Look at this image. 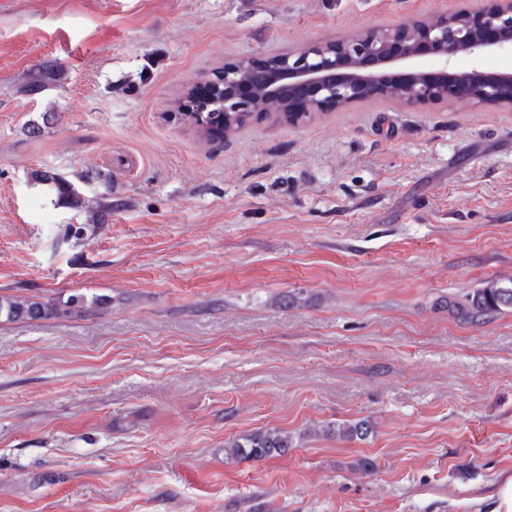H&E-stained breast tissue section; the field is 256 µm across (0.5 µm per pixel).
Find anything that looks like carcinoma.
Segmentation results:
<instances>
[{"label":"carcinoma","instance_id":"obj_1","mask_svg":"<svg viewBox=\"0 0 512 512\" xmlns=\"http://www.w3.org/2000/svg\"><path fill=\"white\" fill-rule=\"evenodd\" d=\"M61 71L54 65L42 67L26 85V91L36 94L48 84L60 79ZM38 182L52 185L58 199L73 209L85 207L82 191L72 182L51 171L34 173ZM51 311L49 305L33 299L0 295V317L9 321L39 318ZM448 312L458 321L472 326L484 325L499 315L512 313V278H492L484 281L459 299L448 301ZM372 433L367 419L342 423H325L292 432L279 427L263 428L233 438L224 444V458L230 462L264 461L283 456L296 444L311 438L336 437L343 440H365Z\"/></svg>","mask_w":512,"mask_h":512}]
</instances>
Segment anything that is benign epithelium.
Segmentation results:
<instances>
[{
  "instance_id": "obj_1",
  "label": "benign epithelium",
  "mask_w": 512,
  "mask_h": 512,
  "mask_svg": "<svg viewBox=\"0 0 512 512\" xmlns=\"http://www.w3.org/2000/svg\"><path fill=\"white\" fill-rule=\"evenodd\" d=\"M476 58L491 53L512 54V0H499L487 10L462 11L453 20L400 21L389 30H371L327 44L314 43L301 53L269 57L261 69L251 59L224 65L207 82L209 95L191 118L206 112L245 115L260 109L264 90H288V99L309 94V102L289 112H317L373 97L399 99L409 105L447 103L461 97L458 85L468 86L467 99L477 106L512 105V70L489 77L474 69L459 81L448 71L449 59L460 44ZM395 71L402 84L391 89L383 75Z\"/></svg>"
}]
</instances>
